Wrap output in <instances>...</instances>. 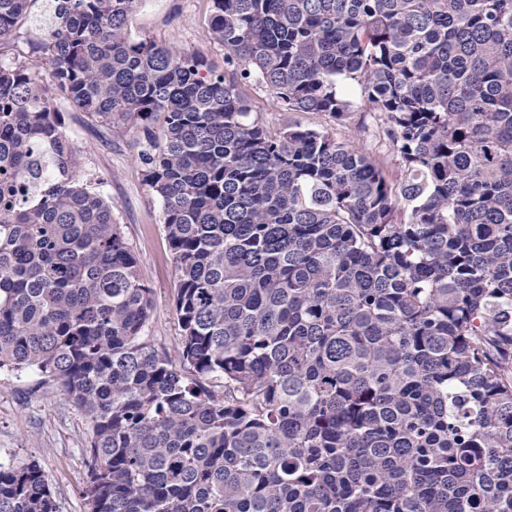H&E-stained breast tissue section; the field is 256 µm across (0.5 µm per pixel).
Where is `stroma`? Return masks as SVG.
I'll return each instance as SVG.
<instances>
[{"label": "stroma", "instance_id": "stroma-1", "mask_svg": "<svg viewBox=\"0 0 512 512\" xmlns=\"http://www.w3.org/2000/svg\"><path fill=\"white\" fill-rule=\"evenodd\" d=\"M45 12L44 0H36L20 36L0 41L1 53L27 57L32 73L42 80L48 74L37 44L44 33ZM128 29L132 36L203 55L219 68L224 65L223 46L208 34L206 0H142ZM346 90L355 107L342 122L324 113L279 111L271 96L256 87L249 91L251 117L269 130L297 122L336 137L360 140L371 154L390 153L389 143L378 135L381 114L366 106L357 85H347ZM55 104L64 114L65 130L78 150L85 178L111 201L116 222L137 251L140 271L152 290L148 334L171 358H178L177 276L162 230L161 204L145 181L138 157L144 134L107 126L80 112L64 94H56ZM91 434L85 414L58 389L42 384L37 371H0V463L38 461L59 512H84L81 490L87 468L82 450Z\"/></svg>", "mask_w": 512, "mask_h": 512}]
</instances>
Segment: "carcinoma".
<instances>
[{
  "instance_id": "obj_1",
  "label": "carcinoma",
  "mask_w": 512,
  "mask_h": 512,
  "mask_svg": "<svg viewBox=\"0 0 512 512\" xmlns=\"http://www.w3.org/2000/svg\"><path fill=\"white\" fill-rule=\"evenodd\" d=\"M36 0H0V40ZM142 0H50L51 82L139 153L180 362L29 63L0 61V371L90 416L84 512H512V0H210L202 56ZM357 84L400 165L298 123ZM38 462L0 512H58ZM206 0H143L129 18L128 30L138 38H151L185 53L205 56L224 69V47L208 34Z\"/></svg>"
}]
</instances>
